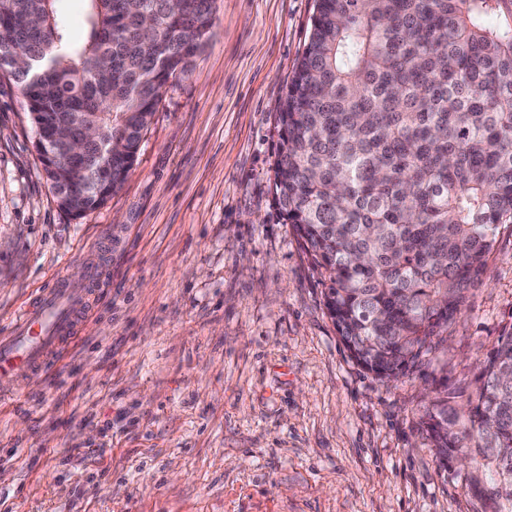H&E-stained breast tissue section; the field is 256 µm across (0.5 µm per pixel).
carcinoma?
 <instances>
[{
	"label": "carcinoma",
	"instance_id": "1",
	"mask_svg": "<svg viewBox=\"0 0 512 512\" xmlns=\"http://www.w3.org/2000/svg\"><path fill=\"white\" fill-rule=\"evenodd\" d=\"M0 43L38 59L0 65L35 135L71 113L103 146L62 187L77 219L125 181L163 88L184 76L214 25V0H85L74 40L60 0H7ZM37 15L42 28L24 18ZM105 84L91 87L104 59ZM273 198L325 287V307L351 358L395 383L431 354L483 282L499 226L512 224V0H316L307 44L278 115ZM436 391L422 433L446 469L460 457L492 473L475 495L512 512V327L480 364L461 406Z\"/></svg>",
	"mask_w": 512,
	"mask_h": 512
}]
</instances>
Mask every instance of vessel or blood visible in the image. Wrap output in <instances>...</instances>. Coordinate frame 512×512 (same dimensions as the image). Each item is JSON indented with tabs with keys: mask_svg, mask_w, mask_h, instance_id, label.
Wrapping results in <instances>:
<instances>
[{
	"mask_svg": "<svg viewBox=\"0 0 512 512\" xmlns=\"http://www.w3.org/2000/svg\"><path fill=\"white\" fill-rule=\"evenodd\" d=\"M89 267L85 283L59 279L23 309L10 330L0 334V386L51 369L63 348L74 341L92 302L90 288L98 278Z\"/></svg>",
	"mask_w": 512,
	"mask_h": 512,
	"instance_id": "1",
	"label": "vessel or blood"
}]
</instances>
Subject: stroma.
Masks as SVG:
<instances>
[{
    "label": "stroma",
    "mask_w": 512,
    "mask_h": 512,
    "mask_svg": "<svg viewBox=\"0 0 512 512\" xmlns=\"http://www.w3.org/2000/svg\"><path fill=\"white\" fill-rule=\"evenodd\" d=\"M316 0H216L107 204L58 207L0 80V328L101 269L55 368L0 388V512H485L419 429L512 325V226L448 339L385 384L349 355L273 203L277 116Z\"/></svg>",
    "instance_id": "obj_1"
}]
</instances>
